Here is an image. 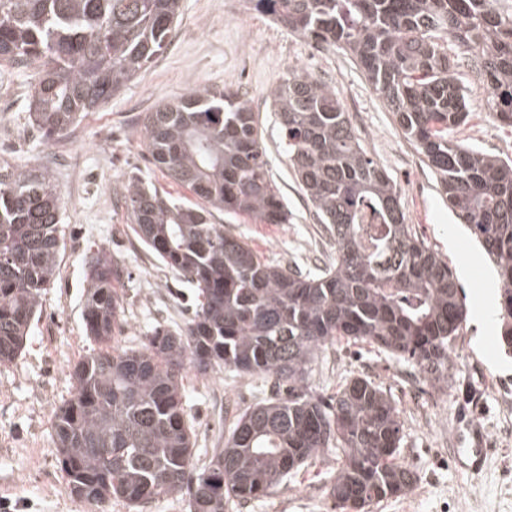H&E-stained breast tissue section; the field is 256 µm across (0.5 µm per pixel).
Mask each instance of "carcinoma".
I'll return each mask as SVG.
<instances>
[{
	"label": "carcinoma",
	"mask_w": 512,
	"mask_h": 512,
	"mask_svg": "<svg viewBox=\"0 0 512 512\" xmlns=\"http://www.w3.org/2000/svg\"><path fill=\"white\" fill-rule=\"evenodd\" d=\"M274 24L349 54L404 135L439 177L448 209L494 263L501 336L512 348V157L451 133L469 121L467 63L483 108L512 127V0H246ZM181 0H0V63L37 69L28 124L48 140L119 93L165 46ZM295 179L336 245L302 273L264 259L215 213L288 223L268 174L259 123L229 88L189 91L145 123L154 163L204 204L131 180L136 237L197 303L185 327L156 325L139 348L112 344L122 326V269L102 248L85 269V335L98 344L71 370L74 395L55 412L70 493L108 512L184 492L191 512H229L280 487L324 454L338 512L407 493L396 462L403 424L367 377L326 397L310 383L326 345H368L431 384L456 381L452 342L466 321L463 288L406 223L400 193L354 134L336 93L293 68L270 92ZM61 194L45 168L0 165V365L24 351L60 254ZM271 374L286 395L232 416L224 447L195 470L185 371Z\"/></svg>",
	"instance_id": "cac0c4a2"
}]
</instances>
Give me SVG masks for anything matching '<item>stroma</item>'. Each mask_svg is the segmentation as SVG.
Masks as SVG:
<instances>
[{
    "mask_svg": "<svg viewBox=\"0 0 512 512\" xmlns=\"http://www.w3.org/2000/svg\"><path fill=\"white\" fill-rule=\"evenodd\" d=\"M301 67L332 90L355 134L394 180L408 223L456 272L467 294V319L453 343L457 383L431 388L412 368L369 346L323 350L311 382L325 394L357 376L369 377L396 402L403 421L399 461L416 476L404 496L372 504L369 512H512V476L505 472L497 438L512 391V357L500 348L499 327L479 320L496 308L494 272L465 225L441 193L436 175L402 135L361 69L334 48L313 49L303 38L250 10L244 0H182L181 14L163 50L119 94L52 141L28 125L27 95L34 68L0 69V165L47 168L62 198L59 272L45 291L26 348L0 366V505L11 512H90L70 493L55 445L54 413L75 392L72 366L92 352L84 333V266L98 249L112 252L124 269L122 347L139 346L154 325L184 326L194 291L135 236L125 206L131 178L190 198L153 163L145 145L149 112L190 90L229 87L249 99L259 115L271 178L288 206L284 224H258L216 215V223L242 235L263 257L312 271L336 257L334 240L320 224L280 143L269 92ZM468 85L475 113L458 138L489 155L512 156V129L482 113V86ZM188 415L195 428L194 464L223 447L227 418L274 396L273 377L187 371ZM479 422L490 450L479 474L459 470L453 448ZM333 462H318L295 483L240 505L237 512H334L325 491Z\"/></svg>",
    "mask_w": 512,
    "mask_h": 512,
    "instance_id": "obj_1",
    "label": "stroma"
}]
</instances>
